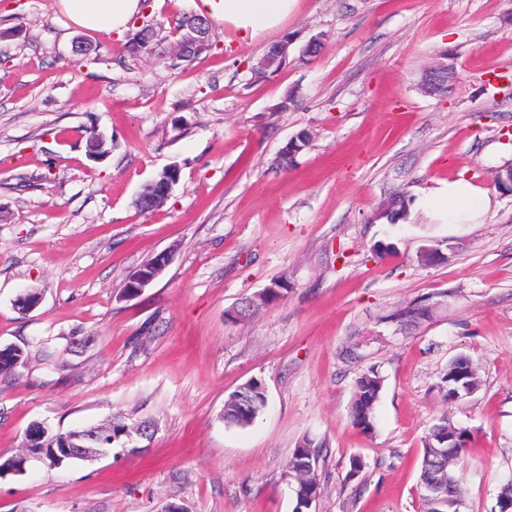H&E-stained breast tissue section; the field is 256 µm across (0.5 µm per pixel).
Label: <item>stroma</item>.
<instances>
[{"label": "stroma", "mask_w": 512, "mask_h": 512, "mask_svg": "<svg viewBox=\"0 0 512 512\" xmlns=\"http://www.w3.org/2000/svg\"><path fill=\"white\" fill-rule=\"evenodd\" d=\"M195 2L148 0L118 35L81 31L58 0H0V347L27 353L0 375V457L24 453L35 422L151 426L131 453L0 475V512H293L285 465L306 439L321 447L316 512H423V440L444 418L471 436L452 466L463 512H499L512 194L493 176L512 165V0H300L248 42L212 22L206 50L181 61L176 21ZM146 25L150 51H132ZM80 36L92 49L78 59ZM276 42L286 58L255 75ZM441 65L454 79L428 93L422 77ZM94 130L112 142L100 160ZM168 167L169 197L137 208ZM461 176L490 208L477 224L435 223L419 198ZM397 192L408 215L391 224L378 213ZM431 247L444 261L424 259ZM163 252L162 274L126 297ZM280 278V299L228 319ZM30 291L38 306L19 309ZM421 300L429 318L391 321ZM460 355L480 386L451 403L440 377ZM370 370L383 388L365 434L351 405ZM254 378L266 410L226 425L225 399Z\"/></svg>", "instance_id": "35a3bbf8"}]
</instances>
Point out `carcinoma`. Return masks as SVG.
<instances>
[{
	"instance_id": "carcinoma-1",
	"label": "carcinoma",
	"mask_w": 512,
	"mask_h": 512,
	"mask_svg": "<svg viewBox=\"0 0 512 512\" xmlns=\"http://www.w3.org/2000/svg\"><path fill=\"white\" fill-rule=\"evenodd\" d=\"M202 28L209 32V21L205 17L191 14L182 17L177 22V28L191 31L193 28ZM406 211L405 199L397 196L391 199L383 207L381 217L394 224L401 220ZM287 290V284L279 279L273 282V286L266 289L259 301L249 300L228 313L232 320L246 316L257 303L272 302L281 293ZM429 316L428 306L419 302L402 307L390 315L396 322L406 325L416 323ZM23 350L15 345L0 347V374L10 372L22 359ZM466 371L463 383L471 391L478 385V377L469 359L459 357L448 364L441 381L448 387L455 382L454 374L457 369ZM382 380L374 372L362 375L357 381V388L352 404V417L354 424L365 432L374 429L375 407L380 397ZM267 404L266 389L259 379H251L229 395L224 402V421L234 427L246 428L254 423L257 417L263 413ZM32 435L25 439L24 447L27 452L16 456L0 459V474H21L26 470L29 457L37 452L42 453L43 462L50 467L74 465L84 462L82 458H59L50 453L51 448H61L64 440L72 437H84L93 433V429L84 428L71 430L66 433H51L49 429L40 423H35L30 428ZM448 432V421L444 420L434 425L425 436L422 448L420 491L421 499L426 512H461L464 507L465 493L455 475L448 468V461L461 457L470 439V433L465 429L458 430L456 447L450 448L443 442ZM101 443L98 445L99 455L106 454L112 447L122 448L132 442L128 425L123 417L117 415L112 424L108 425L100 434ZM320 459L318 447L305 441L294 449L292 456L286 463V473L295 480L296 505L294 512L302 509L304 501L308 498L318 499L321 492L320 484L315 474L308 471L309 467H317Z\"/></svg>"
}]
</instances>
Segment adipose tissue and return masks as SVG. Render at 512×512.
<instances>
[{"instance_id":"ef3b65f1","label":"adipose tissue","mask_w":512,"mask_h":512,"mask_svg":"<svg viewBox=\"0 0 512 512\" xmlns=\"http://www.w3.org/2000/svg\"><path fill=\"white\" fill-rule=\"evenodd\" d=\"M299 0H199L200 15L223 22L244 41L277 29L298 8ZM78 27L92 32H125L140 15L142 0H59ZM490 205L486 190L457 178L419 200L422 210L449 224L478 223Z\"/></svg>"}]
</instances>
